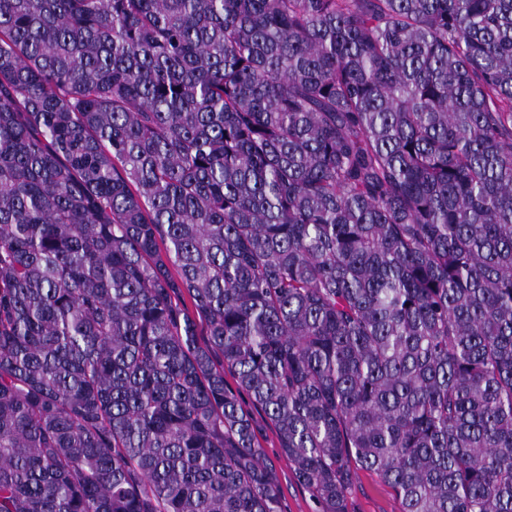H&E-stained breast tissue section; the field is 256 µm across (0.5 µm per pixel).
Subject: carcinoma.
Masks as SVG:
<instances>
[{"mask_svg":"<svg viewBox=\"0 0 512 512\" xmlns=\"http://www.w3.org/2000/svg\"><path fill=\"white\" fill-rule=\"evenodd\" d=\"M242 394L512 512V0H0V512H279Z\"/></svg>","mask_w":512,"mask_h":512,"instance_id":"cac0c4a2","label":"carcinoma"}]
</instances>
